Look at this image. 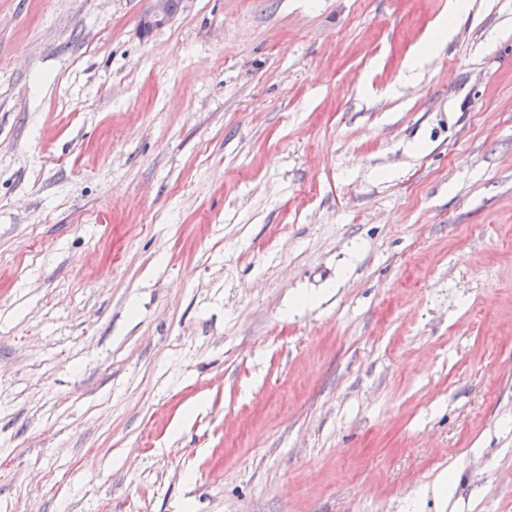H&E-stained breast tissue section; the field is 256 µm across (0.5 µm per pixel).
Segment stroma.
<instances>
[{"instance_id":"obj_1","label":"stroma","mask_w":512,"mask_h":512,"mask_svg":"<svg viewBox=\"0 0 512 512\" xmlns=\"http://www.w3.org/2000/svg\"><path fill=\"white\" fill-rule=\"evenodd\" d=\"M0 0V512H512V0ZM169 2L168 0L153 1L151 10L140 20V28L143 33H149L155 28L168 24L172 20L175 13L170 10L169 4L176 11L180 6L181 1L169 0ZM448 13L441 16L434 27L431 29L430 34L426 41L417 52L415 60L411 63V69L417 67L425 58L435 52V48L449 41L454 35V20L456 16L464 12L467 8V1L465 0H450Z\"/></svg>"}]
</instances>
